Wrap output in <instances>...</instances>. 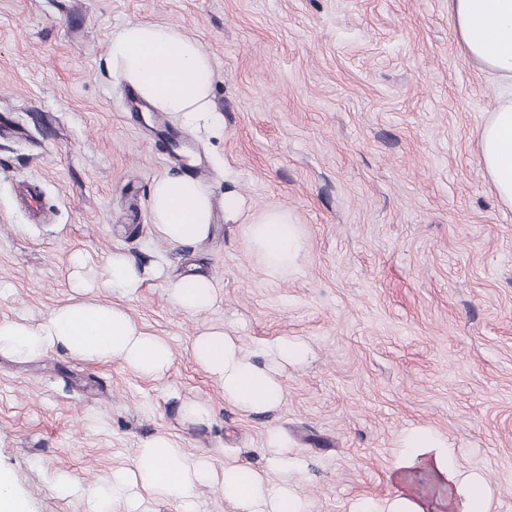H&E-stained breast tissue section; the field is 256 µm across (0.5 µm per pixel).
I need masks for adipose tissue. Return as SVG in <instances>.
Instances as JSON below:
<instances>
[{"label": "adipose tissue", "instance_id": "adipose-tissue-1", "mask_svg": "<svg viewBox=\"0 0 512 512\" xmlns=\"http://www.w3.org/2000/svg\"><path fill=\"white\" fill-rule=\"evenodd\" d=\"M463 52L500 88L497 105L477 131L483 172L500 205L512 209V0H448ZM112 75L131 88L155 111L176 116L189 131L218 132L222 118L212 105V63L199 42L178 27L150 21L132 22L112 35L107 49ZM151 222L172 245L206 239L213 222L211 192L199 181L165 174L149 188ZM253 250L267 275L279 278L296 266L302 251L298 226L288 211L260 213L247 226ZM163 268L113 253L100 285L135 295L145 283L163 278ZM169 297L185 315L195 317L215 303L212 278L189 274L170 283ZM90 361H117L146 377L162 379L174 362L169 343L138 325L129 311L115 304L73 301L55 308L38 324L0 320V351L35 358L51 349ZM195 362L224 393L225 405L246 414L269 412L284 401L282 370L305 361L308 348L279 338L265 344L260 355L247 353L239 339L222 326L202 328L192 341ZM272 453L264 470L238 464L215 470L207 455H186L163 434L137 448L131 466L82 485L59 476L60 493H81L110 512L124 503L125 512H140L143 494L177 502L180 512H196L199 488L219 486L235 512H310L296 484L306 463L289 453L287 441L269 430ZM392 493L383 505L359 502L354 512H489L490 497L483 479L463 474L456 451L446 436L428 427L405 429L388 467Z\"/></svg>", "mask_w": 512, "mask_h": 512}]
</instances>
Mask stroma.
<instances>
[{
  "label": "stroma",
  "mask_w": 512,
  "mask_h": 512,
  "mask_svg": "<svg viewBox=\"0 0 512 512\" xmlns=\"http://www.w3.org/2000/svg\"><path fill=\"white\" fill-rule=\"evenodd\" d=\"M177 26L212 60L215 134L144 111L106 63L128 22ZM497 90L459 47L448 0H0V320L36 324L71 302L72 259L100 278L112 252L202 273L218 297L186 317L156 281L129 310L174 353L151 380L119 362L62 351L0 353V469L26 512H92L61 495L129 465L167 435L216 469H264L275 429L308 464L311 512H351L391 494L402 431L435 429L477 474L491 512H512V210L485 178L476 132ZM196 155L214 194L209 239L157 235L148 190L179 168L171 141ZM39 184L31 219L19 186ZM242 200L224 216L225 191ZM292 214L304 241L295 271L268 278L246 237L253 216ZM217 325L250 351L297 338L307 362L283 375L286 400L245 414L194 363L191 344ZM206 405L184 421L180 402Z\"/></svg>",
  "instance_id": "35a3bbf8"
}]
</instances>
